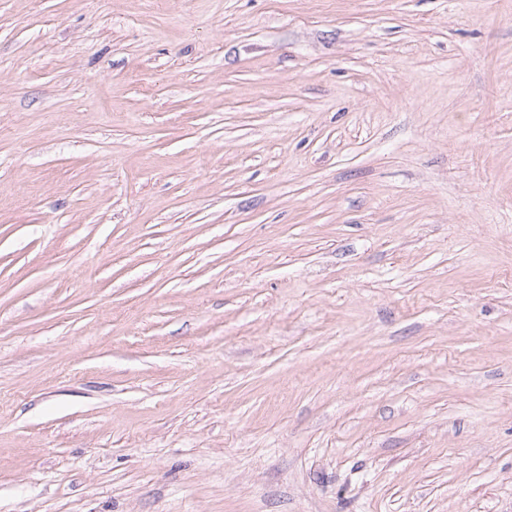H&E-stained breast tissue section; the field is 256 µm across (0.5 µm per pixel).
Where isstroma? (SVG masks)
Instances as JSON below:
<instances>
[{"mask_svg":"<svg viewBox=\"0 0 512 512\" xmlns=\"http://www.w3.org/2000/svg\"><path fill=\"white\" fill-rule=\"evenodd\" d=\"M0 512H512V0H0Z\"/></svg>","mask_w":512,"mask_h":512,"instance_id":"obj_1","label":"stroma"}]
</instances>
